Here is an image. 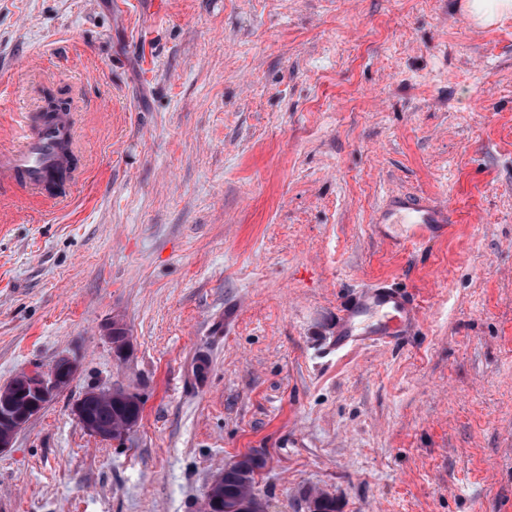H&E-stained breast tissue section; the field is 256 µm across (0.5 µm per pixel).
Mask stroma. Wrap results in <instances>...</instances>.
Listing matches in <instances>:
<instances>
[{"instance_id":"1","label":"stroma","mask_w":512,"mask_h":512,"mask_svg":"<svg viewBox=\"0 0 512 512\" xmlns=\"http://www.w3.org/2000/svg\"><path fill=\"white\" fill-rule=\"evenodd\" d=\"M464 3L0 0V145L50 92L79 166L61 202L0 186V385L78 366L0 512H200L249 453L264 512H512V17ZM393 193L448 235L395 247ZM379 278L417 332L325 353ZM91 388L138 424L85 431ZM465 8L478 25L490 26L512 15L511 0H468ZM374 224H406L411 225V233L400 243L409 242L413 247L421 245L430 236L421 230L427 229L434 237L448 235L450 225L448 208L433 199H416L402 194L388 196L385 206L376 214Z\"/></svg>"}]
</instances>
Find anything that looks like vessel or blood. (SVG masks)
<instances>
[{"mask_svg": "<svg viewBox=\"0 0 512 512\" xmlns=\"http://www.w3.org/2000/svg\"><path fill=\"white\" fill-rule=\"evenodd\" d=\"M72 136L73 129L63 116L39 119L17 144L0 152V183H21L45 191L50 179L70 165L62 144ZM374 222L411 226L407 240L414 246L425 242L427 234L444 237L450 229L445 205L402 194L389 195ZM419 314L418 304L405 289L385 280L376 281L358 290L339 315L330 348L341 353L367 341L392 343L415 328Z\"/></svg>", "mask_w": 512, "mask_h": 512, "instance_id": "vessel-or-blood-1", "label": "vessel or blood"}]
</instances>
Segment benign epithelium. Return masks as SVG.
Returning <instances> with one entry per match:
<instances>
[{
	"label": "benign epithelium",
	"mask_w": 512,
	"mask_h": 512,
	"mask_svg": "<svg viewBox=\"0 0 512 512\" xmlns=\"http://www.w3.org/2000/svg\"><path fill=\"white\" fill-rule=\"evenodd\" d=\"M77 371L76 364L68 358L57 360L48 371L41 373L25 372L9 383L0 386V452L12 447L16 433L25 426L54 394L72 380ZM129 398L121 390L90 389L74 403L72 411L87 432L109 439L114 434L112 428H102L86 413L85 404L90 401L107 402ZM224 494L220 478H215L202 505V512H223Z\"/></svg>",
	"instance_id": "7a95c632"
}]
</instances>
